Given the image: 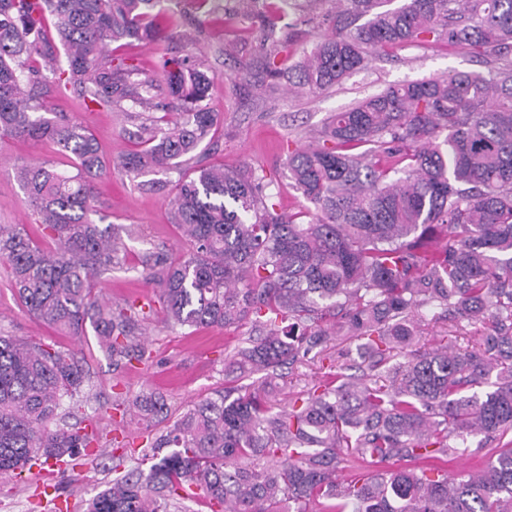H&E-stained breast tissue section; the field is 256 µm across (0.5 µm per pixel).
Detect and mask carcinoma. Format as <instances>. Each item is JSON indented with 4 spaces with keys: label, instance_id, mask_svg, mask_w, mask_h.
Masks as SVG:
<instances>
[{
    "label": "carcinoma",
    "instance_id": "cac0c4a2",
    "mask_svg": "<svg viewBox=\"0 0 512 512\" xmlns=\"http://www.w3.org/2000/svg\"><path fill=\"white\" fill-rule=\"evenodd\" d=\"M386 2L336 0L310 56L289 68L270 58L267 73L320 95L404 46L461 49L487 73L389 86L331 115L288 152V179L306 206L286 214L270 202L266 175L194 164L220 119L205 61L165 59L142 77L112 55L114 43L167 37L151 13L161 0H0V141L50 143L70 161L16 169L53 246L0 224V262L27 314L73 336L89 324L112 360L143 359L135 330L155 314L153 301L109 306L96 295V278L122 259L120 234L91 219L95 180L114 169L175 172L170 212L189 248L144 272L167 324L254 319L259 335L225 358L226 377L268 380L285 365L330 362L286 409L266 383L224 386L150 443L148 470L115 477L85 512H179L197 495L217 512H512V0ZM278 19H261L276 43ZM46 70L87 112L149 113L143 148L106 159L84 122L44 116ZM161 87L169 102L154 116ZM424 307L457 332L486 322L488 331L465 349L413 350ZM333 340L358 342L355 373L343 353L324 355ZM85 383L73 355L0 335V475L41 457L70 463L98 444L56 423ZM131 406L167 419L159 395ZM477 435L472 454L490 447L494 460L448 477V458ZM343 468L351 476L341 481Z\"/></svg>",
    "mask_w": 512,
    "mask_h": 512
}]
</instances>
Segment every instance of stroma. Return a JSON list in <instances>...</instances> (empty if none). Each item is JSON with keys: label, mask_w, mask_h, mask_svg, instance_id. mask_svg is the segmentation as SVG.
I'll return each instance as SVG.
<instances>
[{"label": "stroma", "mask_w": 512, "mask_h": 512, "mask_svg": "<svg viewBox=\"0 0 512 512\" xmlns=\"http://www.w3.org/2000/svg\"><path fill=\"white\" fill-rule=\"evenodd\" d=\"M173 37L160 44L135 43L118 53L151 73L163 58L188 54L206 61L218 80L209 101L222 120L197 150L205 165L249 166L273 180L272 201L282 212L298 211L303 199L288 180L284 166L289 149L305 143L331 112L393 84L416 81L453 71L481 72L484 64L472 56L440 47L407 46L391 55L377 56L366 69L343 84L316 97L289 94L286 83L267 87L262 69L271 48L265 42L258 17L270 7L283 15L280 32L288 45V61L296 63L320 40L323 31L310 22L306 0H220L219 5L199 6L197 0H166ZM253 66L249 84L228 80L238 62ZM44 103L51 112L82 116L93 131L102 153L119 158L139 147L138 122L119 110L82 112L73 94L59 92L53 76H46ZM44 160L64 163L53 145L15 138L0 143V224L24 225L30 236L43 241L24 198L15 170ZM106 223L131 228L124 237V266L101 280L105 297L112 302L144 301L155 294L154 285L140 275L146 261L178 257L188 246L171 224L169 200L173 186L167 175L148 173L132 179L109 173L98 179ZM142 361L113 364L100 348L94 332L74 337L60 334L31 319L20 306L6 275L0 273V334L15 336L75 354L87 372L78 396L77 419L93 429L97 451L80 464L61 469L53 463L7 478H0V503L8 512H55L64 500L69 512H83L90 497L111 484L114 477L137 467L160 422H146L136 413L119 415L112 408L116 394L135 398L143 393L162 395L170 418H177L194 404L224 388V358L237 342L254 332L252 323L224 330L218 327L193 332L167 325L162 314L147 323Z\"/></svg>", "instance_id": "1"}]
</instances>
